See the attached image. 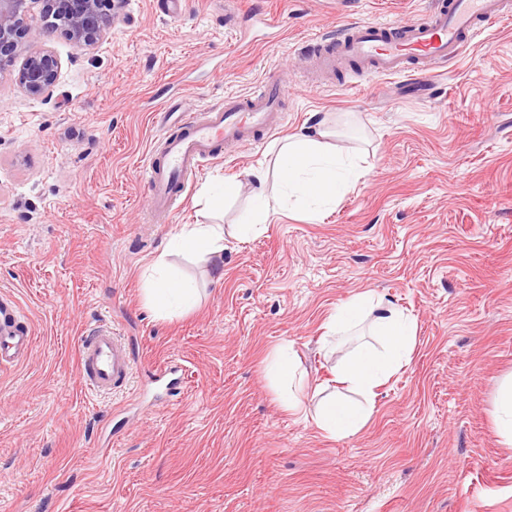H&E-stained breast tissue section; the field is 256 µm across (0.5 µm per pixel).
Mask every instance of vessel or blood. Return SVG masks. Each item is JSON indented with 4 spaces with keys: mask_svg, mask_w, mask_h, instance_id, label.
Segmentation results:
<instances>
[{
    "mask_svg": "<svg viewBox=\"0 0 512 512\" xmlns=\"http://www.w3.org/2000/svg\"><path fill=\"white\" fill-rule=\"evenodd\" d=\"M511 17L512 0H433L417 20L355 22L313 38L308 59L313 69L332 76L354 65L367 81L429 78L487 29ZM287 99L286 81L271 74L258 90L225 96L222 104L205 111L164 110L159 152L140 170L156 220L165 221L182 203L193 178L218 147L246 145L257 133L278 130ZM14 316L13 308L0 305V367L20 364L34 340L31 328L17 325ZM79 371L91 390L108 394L129 380L132 360L120 337L101 328L84 340Z\"/></svg>",
    "mask_w": 512,
    "mask_h": 512,
    "instance_id": "obj_1",
    "label": "vessel or blood"
}]
</instances>
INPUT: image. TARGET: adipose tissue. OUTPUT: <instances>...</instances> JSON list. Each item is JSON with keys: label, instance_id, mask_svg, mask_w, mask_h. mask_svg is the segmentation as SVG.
I'll return each mask as SVG.
<instances>
[{"label": "adipose tissue", "instance_id": "1", "mask_svg": "<svg viewBox=\"0 0 512 512\" xmlns=\"http://www.w3.org/2000/svg\"><path fill=\"white\" fill-rule=\"evenodd\" d=\"M326 123H319L308 134L289 138L279 149L277 163L284 193L268 194L266 173L254 168L247 181L254 186V208L240 227L253 234L263 233L270 218L284 213L289 197L296 196L317 205L335 203L342 188L358 180L363 171L358 162L342 155L332 141ZM168 252L185 253L209 259L224 250V227L220 224H185L169 240ZM154 276L147 298L162 317L187 310L196 303V290L175 274L165 258L153 264ZM371 318L379 343L358 346L344 358L336 379L352 391V398L332 397L316 409L313 420L319 430L332 438L356 434L374 410L377 388L408 358L414 340L413 325L390 302L364 293L332 314L326 324L330 333L340 334Z\"/></svg>", "mask_w": 512, "mask_h": 512}]
</instances>
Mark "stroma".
I'll list each match as a JSON object with an SVG mask.
<instances>
[{"instance_id":"1","label":"stroma","mask_w":512,"mask_h":512,"mask_svg":"<svg viewBox=\"0 0 512 512\" xmlns=\"http://www.w3.org/2000/svg\"><path fill=\"white\" fill-rule=\"evenodd\" d=\"M122 0L111 28L77 46L31 21L27 44L60 61L51 95L0 74V301L35 347L0 370V512H512V446L494 426L512 379V19L437 69L433 93L388 77L340 75L309 88L308 41L347 21L413 20L432 0ZM289 86L277 132L205 163L167 223H147L140 166L169 97L195 111ZM328 119L366 174L335 205L295 207L244 236L250 189L213 209L220 179L260 167L277 191L276 152ZM224 227V252L175 256L199 299L161 318L144 288L184 224ZM414 322L407 362L377 390L355 435L309 418L334 392L337 363L373 341L371 321L327 336L359 294ZM107 326L134 360L128 387L83 385V336ZM288 346L306 413L286 411L266 358ZM181 367L164 405L157 364Z\"/></svg>"}]
</instances>
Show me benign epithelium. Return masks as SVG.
Masks as SVG:
<instances>
[{"label": "benign epithelium", "instance_id": "7a95c632", "mask_svg": "<svg viewBox=\"0 0 512 512\" xmlns=\"http://www.w3.org/2000/svg\"><path fill=\"white\" fill-rule=\"evenodd\" d=\"M48 25L61 26L78 46L94 44L112 27L114 0H0V71L12 65L22 49L34 6ZM59 70L57 57L46 49L26 53L16 82L28 94L42 96L54 87Z\"/></svg>", "mask_w": 512, "mask_h": 512}]
</instances>
